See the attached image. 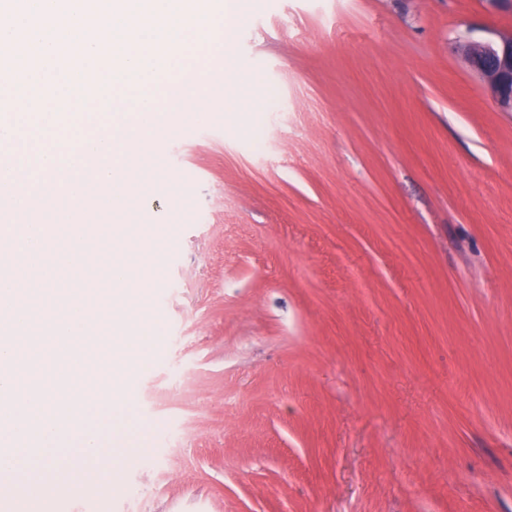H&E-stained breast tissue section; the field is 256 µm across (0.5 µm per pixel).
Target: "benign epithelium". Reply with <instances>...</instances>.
<instances>
[{
    "mask_svg": "<svg viewBox=\"0 0 512 512\" xmlns=\"http://www.w3.org/2000/svg\"><path fill=\"white\" fill-rule=\"evenodd\" d=\"M460 50L499 108L512 112V36L497 41L469 40Z\"/></svg>",
    "mask_w": 512,
    "mask_h": 512,
    "instance_id": "benign-epithelium-1",
    "label": "benign epithelium"
}]
</instances>
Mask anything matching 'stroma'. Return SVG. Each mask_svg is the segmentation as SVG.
<instances>
[{
  "label": "stroma",
  "mask_w": 512,
  "mask_h": 512,
  "mask_svg": "<svg viewBox=\"0 0 512 512\" xmlns=\"http://www.w3.org/2000/svg\"><path fill=\"white\" fill-rule=\"evenodd\" d=\"M214 35L203 123L135 119L79 177L125 172L102 224L152 225L130 260L94 248L99 292L149 282L155 423L121 493L94 480L37 512H512V112L458 44L512 34L490 0H243ZM246 76L241 116L224 77ZM0 145L67 164L42 112ZM151 155L131 166L129 142ZM13 223L77 224L23 175ZM68 248L2 244L36 318Z\"/></svg>",
  "instance_id": "obj_1"
}]
</instances>
